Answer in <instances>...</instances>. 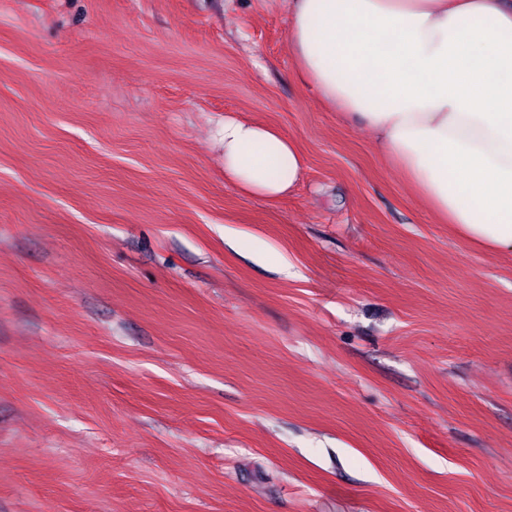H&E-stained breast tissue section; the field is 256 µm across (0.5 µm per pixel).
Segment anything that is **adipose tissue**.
<instances>
[{"label": "adipose tissue", "mask_w": 512, "mask_h": 512, "mask_svg": "<svg viewBox=\"0 0 512 512\" xmlns=\"http://www.w3.org/2000/svg\"><path fill=\"white\" fill-rule=\"evenodd\" d=\"M298 74L369 127L439 221L512 256V0H291ZM224 179L275 200L305 158L275 127L226 117Z\"/></svg>", "instance_id": "1"}]
</instances>
